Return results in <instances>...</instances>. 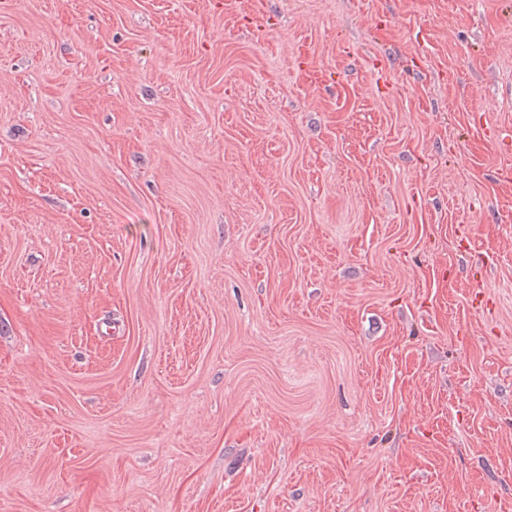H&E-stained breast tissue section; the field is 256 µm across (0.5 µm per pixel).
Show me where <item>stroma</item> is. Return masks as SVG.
I'll use <instances>...</instances> for the list:
<instances>
[{"mask_svg": "<svg viewBox=\"0 0 512 512\" xmlns=\"http://www.w3.org/2000/svg\"><path fill=\"white\" fill-rule=\"evenodd\" d=\"M0 512H512V0H0Z\"/></svg>", "mask_w": 512, "mask_h": 512, "instance_id": "35a3bbf8", "label": "stroma"}]
</instances>
